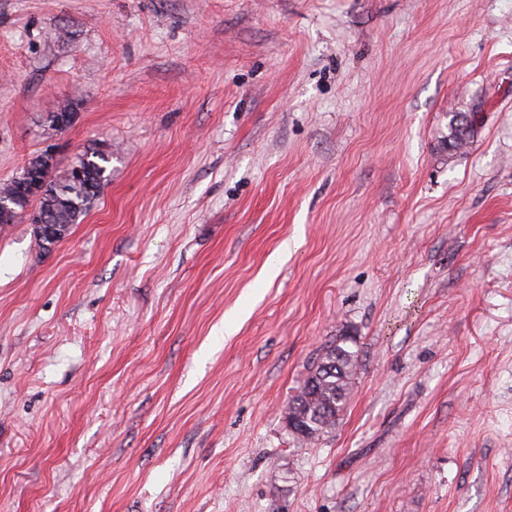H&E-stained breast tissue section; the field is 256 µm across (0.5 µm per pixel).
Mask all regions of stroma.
<instances>
[{
  "label": "stroma",
  "mask_w": 512,
  "mask_h": 512,
  "mask_svg": "<svg viewBox=\"0 0 512 512\" xmlns=\"http://www.w3.org/2000/svg\"><path fill=\"white\" fill-rule=\"evenodd\" d=\"M49 146L112 176L0 225V512H512V0H0V184ZM475 113H449L448 148L452 151L463 149L474 136ZM112 159L111 151H93L79 154L69 168L79 167L83 170L84 179L79 183L68 182L63 177V171L58 170L56 161L53 162L45 188L36 201V208L48 217L44 224L39 212L29 210V222L36 227H49V224H59L62 234L54 242L58 243L67 237L74 224H79L97 200L101 190L110 178L111 170L107 164ZM79 168L72 171L81 174ZM356 340L351 336L336 338L309 375L289 407L299 418L292 434L299 441L313 442L335 426L350 396L351 380L358 366Z\"/></svg>",
  "instance_id": "stroma-1"
}]
</instances>
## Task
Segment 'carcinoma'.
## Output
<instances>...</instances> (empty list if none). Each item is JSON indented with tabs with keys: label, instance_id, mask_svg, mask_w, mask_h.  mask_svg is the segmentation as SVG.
Masks as SVG:
<instances>
[{
	"label": "carcinoma",
	"instance_id": "cac0c4a2",
	"mask_svg": "<svg viewBox=\"0 0 512 512\" xmlns=\"http://www.w3.org/2000/svg\"><path fill=\"white\" fill-rule=\"evenodd\" d=\"M448 117V148L461 150L474 136V114L451 112ZM111 159L110 151L79 154L72 163L83 170L84 179L79 183L67 181L57 164H52L45 188L36 199V208L47 216V223L61 226V237H67L73 225L89 213L109 181ZM354 344L356 340L351 336L337 338L309 371L299 394L293 398L291 405L299 413L293 435L298 440L316 441L336 425L358 366L359 352L352 348Z\"/></svg>",
	"mask_w": 512,
	"mask_h": 512
}]
</instances>
